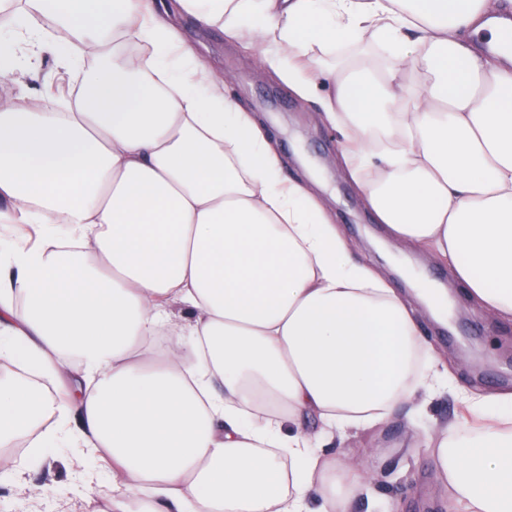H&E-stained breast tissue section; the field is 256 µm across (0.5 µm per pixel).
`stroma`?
I'll return each instance as SVG.
<instances>
[{
	"instance_id": "stroma-1",
	"label": "stroma",
	"mask_w": 512,
	"mask_h": 512,
	"mask_svg": "<svg viewBox=\"0 0 512 512\" xmlns=\"http://www.w3.org/2000/svg\"><path fill=\"white\" fill-rule=\"evenodd\" d=\"M187 38L202 42L208 64L224 79L226 95L255 113L276 142L286 175L312 169L320 177L316 193L333 214L353 246L354 257L379 269L391 284L406 289L399 265L414 266L423 277L443 288L448 322L424 320V334L452 373L427 406L425 416L410 420L396 412L388 421L332 444L331 452L347 454L368 471L380 497L397 501L399 512H448L430 458L406 454L433 422L453 420L462 410L457 388L512 390V324L479 312L463 298L461 287L448 277L445 264L431 251L387 238L365 206L356 185L338 163L339 132L321 123L317 102L298 98L265 64L240 44L217 32L199 31L185 23ZM83 462L70 449L24 469L19 480L0 483V512H111L112 492L94 487L84 498L69 491L72 476Z\"/></svg>"
}]
</instances>
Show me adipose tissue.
Returning <instances> with one entry per match:
<instances>
[{
  "label": "adipose tissue",
  "instance_id": "obj_1",
  "mask_svg": "<svg viewBox=\"0 0 512 512\" xmlns=\"http://www.w3.org/2000/svg\"><path fill=\"white\" fill-rule=\"evenodd\" d=\"M177 4L18 0L0 43V449H87L111 512H354L371 482L325 447L440 380L414 304L444 296L349 257L175 16L317 100L377 222L505 321L512 52L490 0ZM462 403L421 446L458 512H512V392Z\"/></svg>",
  "mask_w": 512,
  "mask_h": 512
}]
</instances>
